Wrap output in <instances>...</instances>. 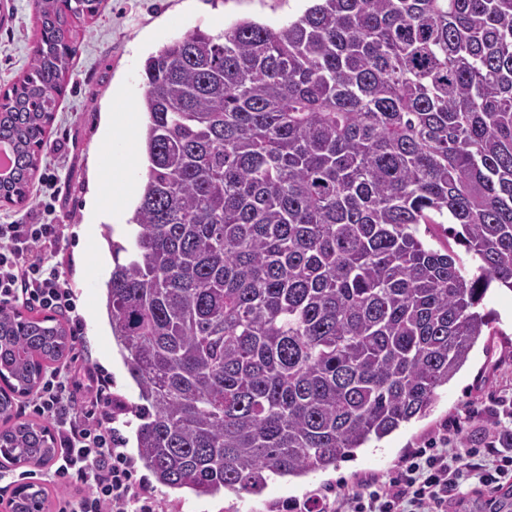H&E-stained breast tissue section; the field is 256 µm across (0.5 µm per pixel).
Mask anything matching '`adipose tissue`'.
Returning <instances> with one entry per match:
<instances>
[{
  "label": "adipose tissue",
  "mask_w": 512,
  "mask_h": 512,
  "mask_svg": "<svg viewBox=\"0 0 512 512\" xmlns=\"http://www.w3.org/2000/svg\"><path fill=\"white\" fill-rule=\"evenodd\" d=\"M140 112H110L104 120V137L109 148L99 165L100 174H114L113 190L116 196L131 200L140 190V178L129 164L128 148L135 143V132L143 124Z\"/></svg>",
  "instance_id": "obj_1"
}]
</instances>
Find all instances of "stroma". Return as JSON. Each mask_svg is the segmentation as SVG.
<instances>
[{
    "label": "stroma",
    "instance_id": "stroma-1",
    "mask_svg": "<svg viewBox=\"0 0 512 512\" xmlns=\"http://www.w3.org/2000/svg\"><path fill=\"white\" fill-rule=\"evenodd\" d=\"M308 5L309 0H104L96 17L76 25L78 54L47 129L30 199L23 204L0 202V224L40 222L39 196L45 187L55 189L60 233L46 251L67 276L78 313L63 323L79 328L75 356L97 374L111 377L112 394L126 402L135 401L137 388L112 337L105 309L103 263L110 252L102 235L84 234L95 166L104 147L103 116L117 108L138 111L144 61L169 39L197 28L216 34L239 20L278 29L301 16ZM38 35L31 0H0V94L11 91L25 75ZM484 305L499 318V333L489 346L475 347L468 366L440 388L429 416L366 449L356 461L299 479H275L259 496L223 490L199 497L159 484L145 467H138L137 474L146 479L160 512H282L286 502L317 498L330 488H358L365 478L390 471L409 449L444 427L461 424L463 438L478 443L493 427L499 398L512 395V292L491 290Z\"/></svg>",
    "mask_w": 512,
    "mask_h": 512
}]
</instances>
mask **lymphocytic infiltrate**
Instances as JSON below:
<instances>
[{"label": "lymphocytic infiltrate", "instance_id": "f902f5d3", "mask_svg": "<svg viewBox=\"0 0 512 512\" xmlns=\"http://www.w3.org/2000/svg\"><path fill=\"white\" fill-rule=\"evenodd\" d=\"M55 224H0V309L22 304L74 313L72 290L42 246L56 239ZM108 380L91 379L72 363L51 366L26 405L51 423L59 441L44 482L60 487L56 512H159L138 479L112 425ZM444 429L427 444L409 449L393 471L373 476L354 490L292 504L289 512H449L464 485L512 487V412L498 421L481 447Z\"/></svg>", "mask_w": 512, "mask_h": 512}]
</instances>
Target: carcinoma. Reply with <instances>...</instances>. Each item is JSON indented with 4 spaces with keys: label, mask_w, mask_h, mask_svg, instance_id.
Wrapping results in <instances>:
<instances>
[{
    "label": "carcinoma",
    "mask_w": 512,
    "mask_h": 512,
    "mask_svg": "<svg viewBox=\"0 0 512 512\" xmlns=\"http://www.w3.org/2000/svg\"><path fill=\"white\" fill-rule=\"evenodd\" d=\"M101 3L34 0L30 73L0 96V201L26 199L74 21ZM143 78L146 179L132 236L105 228V306L138 389L112 409L155 480L260 495L426 416L496 335L492 284L512 291V0H313L280 29L174 37ZM423 224L459 225L475 269ZM71 349L55 318L0 310V460L54 457L13 396ZM46 501L27 484L8 508Z\"/></svg>",
    "instance_id": "obj_1"
}]
</instances>
